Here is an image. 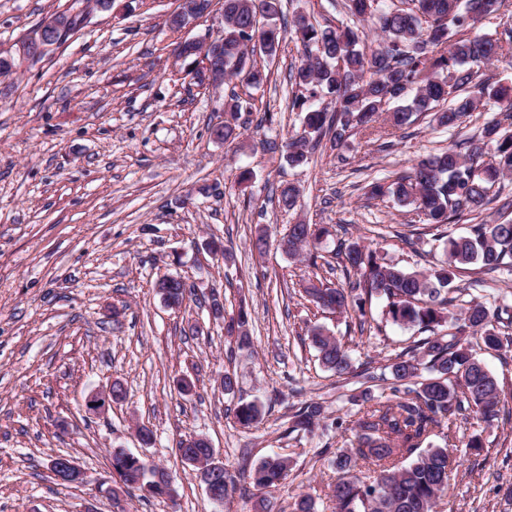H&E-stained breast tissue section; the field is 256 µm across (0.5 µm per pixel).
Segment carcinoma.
I'll return each mask as SVG.
<instances>
[{"mask_svg":"<svg viewBox=\"0 0 512 512\" xmlns=\"http://www.w3.org/2000/svg\"><path fill=\"white\" fill-rule=\"evenodd\" d=\"M346 7L351 16L371 21L380 31L375 49L366 51L358 29L348 24L321 27L303 15L292 21L293 39L302 49L289 74L301 88L292 108L305 117L302 134L286 144L288 161L306 162L314 137L328 136L340 146L350 127H368L383 113L395 130L417 112L430 114L439 126L455 128L488 96L505 102L504 115L488 122L479 139L422 157L391 183L369 187L371 197H392L428 224H449L464 212L484 209L498 181L512 176V132L504 127V122L512 121V89L488 84L482 68L512 53V36L504 40L469 36L465 29L475 19L507 8V0H401L399 6L388 0H347ZM281 12L282 0H224V49L219 61L239 78L245 96L235 94L224 102L230 119L212 128V135L221 140L238 137L232 120L249 103L251 89L263 82V72L245 41L259 38L261 54L275 58L286 34L276 24ZM327 234L329 229L322 224H294L281 247L286 254L299 256ZM507 262L512 264V222L477 224L471 235L448 240L438 269L410 272L352 244L336 252L337 266L356 276L349 288L329 287L321 281L304 288L317 307L339 314L349 307V290L360 288L386 299L393 322L432 332L412 351L395 357L389 393L374 394L370 383L375 376L369 369L358 373L368 386L357 396L361 402L355 421L358 445L339 450L333 460L335 512H433L448 494V449H423L422 443L450 414L465 422H492L499 403L496 378L461 335L468 330L479 334L484 345L494 350L512 345V338L505 341L495 333L493 314L475 298L464 308L456 333L441 335L437 327L451 315L449 307L455 301L451 294L478 285L476 280L453 284L455 272L471 265L493 272ZM154 288L178 308L193 300L192 289L180 278L163 275ZM248 324L249 312L241 305L224 321L225 335L237 337L240 347L248 346ZM309 341L319 362L336 376L354 372L349 353L326 329L312 327ZM261 414L255 402L235 409L243 427L257 423ZM322 414L319 403L305 404L295 413L291 430L312 431ZM362 463L379 468L370 484L354 475ZM131 470L142 472L148 492L164 494L144 465L112 453L115 484L125 482ZM287 473L288 458L275 454L255 466L251 479L257 488L272 489ZM213 484L223 502L238 488L225 468L214 475Z\"/></svg>","mask_w":512,"mask_h":512,"instance_id":"cac0c4a2","label":"carcinoma"}]
</instances>
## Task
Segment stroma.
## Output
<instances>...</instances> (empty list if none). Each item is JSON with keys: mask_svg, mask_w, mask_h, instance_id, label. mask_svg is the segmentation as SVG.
Returning a JSON list of instances; mask_svg holds the SVG:
<instances>
[{"mask_svg": "<svg viewBox=\"0 0 512 512\" xmlns=\"http://www.w3.org/2000/svg\"><path fill=\"white\" fill-rule=\"evenodd\" d=\"M282 3L286 15L321 26L348 18L345 0ZM178 4L114 0L92 11L86 0H0L2 49L56 14L81 19L62 44L0 77V512H115L99 484L116 448L162 466L174 489L170 498L133 492L127 512H254L264 497L291 512L302 493L318 512H333L332 461L356 444L351 398L362 385L325 370L308 331L324 326L354 365L385 377L420 334L393 323L385 299L365 298L360 314H331L304 287L348 285L334 266L341 247L356 243L386 262L428 270L443 260L447 238L512 221V177L496 185L499 200L439 230L366 193L419 158L476 139L499 115L492 102L453 129L425 115L395 132L380 122L354 127L339 147L321 139L305 165L290 166L284 145L301 134L302 115L290 108L289 70L299 54L289 37L263 63L267 79L239 114V138L215 141L210 130L224 115L177 74L175 55L183 39L204 37L218 19L172 28ZM246 169L253 177L243 183ZM288 182L299 191L290 211L274 200ZM299 221L332 227L311 248L317 262L278 247ZM260 232L267 247L258 254L251 241ZM213 237L227 256L206 250ZM163 274L194 285L203 306L168 308L153 288ZM214 294L228 314L246 302L251 349H238L211 319ZM468 341L498 380L499 412L488 424L449 418L427 439L447 447L451 460V489L435 512H512V348ZM227 371L238 377L230 394L219 385ZM181 374L194 378L191 394L174 389ZM116 380L124 401L104 415L85 412L87 395ZM242 400L262 404L256 427L237 424ZM310 402L323 406L322 421L308 434L291 431L292 415ZM139 425L153 431L150 445L136 441ZM200 434L239 477L240 494L221 507L177 451L179 440ZM474 434L478 452L466 446ZM272 453L287 456L288 475L267 491L248 474ZM61 454L78 462L83 483L54 476L50 461Z\"/></svg>", "mask_w": 512, "mask_h": 512, "instance_id": "35a3bbf8", "label": "stroma"}]
</instances>
